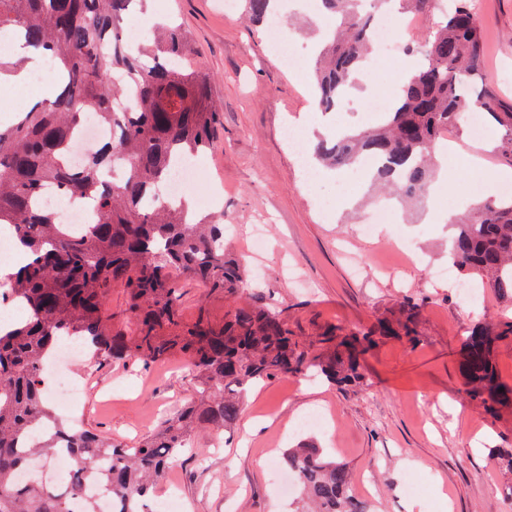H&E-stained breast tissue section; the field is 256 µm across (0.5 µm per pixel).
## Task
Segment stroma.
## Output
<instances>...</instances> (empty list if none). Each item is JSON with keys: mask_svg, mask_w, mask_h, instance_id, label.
<instances>
[{"mask_svg": "<svg viewBox=\"0 0 512 512\" xmlns=\"http://www.w3.org/2000/svg\"><path fill=\"white\" fill-rule=\"evenodd\" d=\"M486 43L484 77L512 97V0H477ZM158 13L191 37L211 97L222 110L219 146L200 160L224 185L221 206L232 253L247 255L253 225L267 227L264 282L286 310L289 326L314 336L327 323L371 328L396 318L404 298L421 301L419 345L388 336L365 360L364 386L344 390L308 375L271 378L254 386L230 433L199 434L175 454L154 498L174 495L187 512H299L271 480L288 448L307 439L347 464L353 492L371 512H512V470L501 461L512 450V406L484 410L463 391L461 351L474 324L512 323V309L492 291L476 304L456 290L464 281L433 277L448 264V220L462 211L478 159L495 193L512 187V160L484 150L467 130L443 139L448 207L422 201L385 224L374 237L358 232V218L374 200L352 186L348 172L303 180L283 131L309 140L349 124L368 127L374 115L359 103L322 114L312 105L310 77L279 65L264 29L224 13V0H156ZM414 239L422 259L410 264L393 245ZM77 409L58 413L77 426L109 434L132 447L153 433L165 414L194 401L197 383L182 357L161 366L81 361ZM320 410L333 432L300 436L294 424ZM429 492L414 493L411 477Z\"/></svg>", "mask_w": 512, "mask_h": 512, "instance_id": "35a3bbf8", "label": "stroma"}]
</instances>
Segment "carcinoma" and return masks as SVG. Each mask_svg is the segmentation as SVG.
Instances as JSON below:
<instances>
[{"mask_svg": "<svg viewBox=\"0 0 512 512\" xmlns=\"http://www.w3.org/2000/svg\"><path fill=\"white\" fill-rule=\"evenodd\" d=\"M142 2L0 0V29L15 32L21 49L53 59L52 80L62 86L0 127V224L12 226L14 240L28 249L26 263L0 289V301L16 300L29 313L10 329L0 328V512H76L77 488L51 492L36 478L16 479L33 471L36 460L54 458L59 448L112 492L123 504L121 512H153L150 489L169 459L194 432L230 429L248 387L311 368L338 386L360 387L376 336L420 341L418 304L409 300L386 325L345 333L329 324L310 340L269 307L265 289L242 298L247 273L224 252L218 216L191 220L158 192L179 163L213 145L221 113L181 28L158 27L140 47L125 46L131 5ZM320 2L323 13L336 20L312 64L313 96L327 112L358 84L372 49L373 21L388 12L391 0ZM440 2L399 0V10L431 25L420 44L405 46L422 61L385 117L311 147L312 157L330 169L371 162L370 188H382L403 207L425 197L437 180L435 151L443 132L460 127L471 108L498 125L499 149L512 157V99L485 81L482 30L470 0H449L444 9ZM276 3L243 0V8L265 26ZM90 114L112 125V140L78 167L60 164ZM51 187L96 212L84 234L66 235L57 211L39 205ZM448 224L453 265L512 307V202L486 199ZM186 277L208 295L224 297V320L203 302L184 317ZM113 288L124 290L127 330L108 315ZM71 331L90 358L156 364L173 354L186 357L198 399L134 448L112 443L101 431L66 426L50 406L42 373ZM511 334L512 324H488L465 343V392L487 410L512 403V384L492 360L497 343ZM285 465L296 473L310 512H368L352 492L346 464L326 459L315 446L288 449Z\"/></svg>", "mask_w": 512, "mask_h": 512, "instance_id": "1", "label": "carcinoma"}]
</instances>
